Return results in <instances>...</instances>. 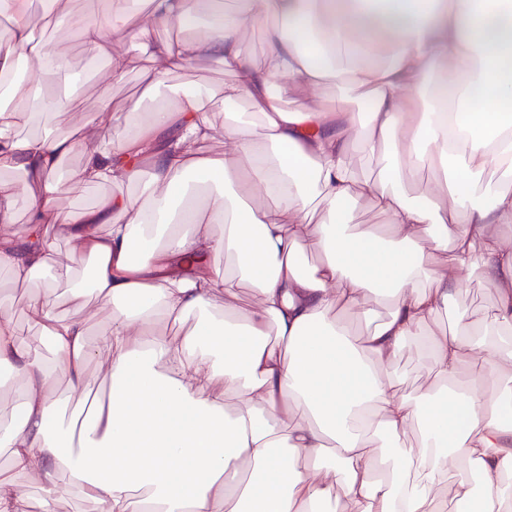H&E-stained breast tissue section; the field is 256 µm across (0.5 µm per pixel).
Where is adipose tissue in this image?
Instances as JSON below:
<instances>
[{"mask_svg": "<svg viewBox=\"0 0 512 512\" xmlns=\"http://www.w3.org/2000/svg\"><path fill=\"white\" fill-rule=\"evenodd\" d=\"M148 6V23L179 36L136 34L148 61L141 98L153 106L138 111L131 135L95 149L77 130L16 137L40 112L75 109L74 98L26 81L0 109V170L24 176L0 183V270L15 284L67 276L56 249L64 238L92 262L72 297L112 308L94 344L86 320L31 295L28 320L41 339L29 343L0 302V374L19 399L0 423V512H25L35 487L40 512L73 497L93 512H445L448 480L475 512H512V189L480 185L489 171L512 180V0H240L230 17L222 0ZM203 9L211 21L199 28ZM0 11L14 22L0 75L22 60L54 68L34 38L30 0H0ZM126 23L124 0H110L107 12L62 31L116 79L129 57L107 34ZM249 25L266 28L267 66L246 54ZM202 57L233 75L222 98L195 92L172 108L156 104L165 76ZM330 84L342 97L305 110L284 108L274 91ZM355 97L369 100L364 115L350 109ZM242 100L251 113H224ZM254 115L262 134L248 139L242 128ZM215 137L225 153L195 150ZM356 143L382 150L389 179H354ZM76 152L79 182L137 185L140 197L110 194L63 213L55 175ZM425 155L443 165L444 185L421 205L396 184ZM197 177L221 193L193 202ZM362 199L383 225L349 227ZM21 202L29 218L20 227ZM316 205L328 221L312 223ZM302 241L319 255L314 266L302 263ZM220 255L232 265L215 266ZM476 278L496 291L492 311L478 324L461 312L450 330L431 331ZM245 286L255 298L247 307ZM374 303L386 305L385 318L355 336L342 315L369 314ZM188 314L193 329L158 335L162 320ZM420 343L435 384L410 397L385 370ZM103 352L112 396L75 429L66 399L85 395L86 368ZM468 356L476 367L464 380ZM61 375L64 398L52 392ZM410 427L418 437L406 448ZM386 438L398 453H380Z\"/></svg>", "mask_w": 512, "mask_h": 512, "instance_id": "obj_1", "label": "adipose tissue"}]
</instances>
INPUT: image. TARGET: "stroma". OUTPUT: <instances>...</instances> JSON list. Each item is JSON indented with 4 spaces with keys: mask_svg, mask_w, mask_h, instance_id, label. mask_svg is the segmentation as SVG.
<instances>
[{
    "mask_svg": "<svg viewBox=\"0 0 512 512\" xmlns=\"http://www.w3.org/2000/svg\"><path fill=\"white\" fill-rule=\"evenodd\" d=\"M145 16V9H133L130 14L129 30L113 34V44L130 49L132 55L124 78L109 83L100 81L96 72L90 70V54L78 38L60 42L56 40L53 28H46L43 37L49 51L62 59L64 74L70 76L81 72L85 75L79 86L80 106L78 111L53 113L46 122L19 129V136H51L81 126L86 132L83 146L92 149L105 146L129 134L133 124L128 121L127 115L140 98V72L147 64L144 56L131 49V30L138 27ZM232 78V73L225 70L222 64L209 58H199L168 75L161 88L159 101L172 106L183 94L196 91H203L218 98L224 92L225 82L231 81ZM105 92L110 93L112 97V110L108 113L99 110V100ZM79 163V154L66 157L57 176L60 189L59 206L64 212L71 214L93 206L112 191L111 185L105 183L86 185L71 180L70 174ZM495 301L496 294L493 288L480 280H473L457 299L453 311L442 312L435 326L439 329L452 326L453 313L457 310L468 312L474 321H481L492 309ZM55 305L60 315L87 317L92 342H99L110 326V308L72 299L66 285L57 287ZM389 373L398 379L402 393L408 395L419 393L433 382L428 356L419 348L405 353L390 367Z\"/></svg>",
    "mask_w": 512,
    "mask_h": 512,
    "instance_id": "1",
    "label": "stroma"
}]
</instances>
